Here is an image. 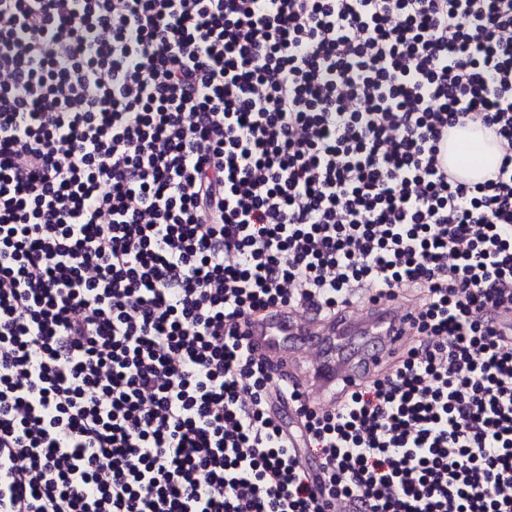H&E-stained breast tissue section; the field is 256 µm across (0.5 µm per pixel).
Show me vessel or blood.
Wrapping results in <instances>:
<instances>
[{
	"label": "vessel or blood",
	"instance_id": "vessel-or-blood-1",
	"mask_svg": "<svg viewBox=\"0 0 512 512\" xmlns=\"http://www.w3.org/2000/svg\"><path fill=\"white\" fill-rule=\"evenodd\" d=\"M410 310L399 301L370 304L344 321L308 316L289 322L279 316L252 320L247 328L256 346L284 372L308 361L312 374L303 382L310 399L328 403L337 385L356 379L399 351L407 340Z\"/></svg>",
	"mask_w": 512,
	"mask_h": 512
}]
</instances>
